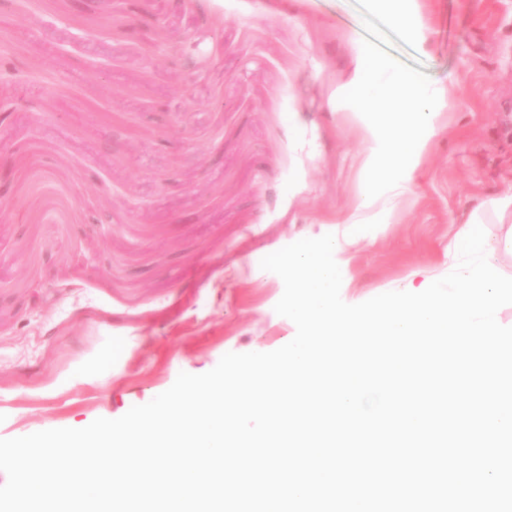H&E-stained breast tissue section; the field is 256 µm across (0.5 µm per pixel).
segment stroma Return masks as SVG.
<instances>
[{"label":"stroma","instance_id":"1","mask_svg":"<svg viewBox=\"0 0 512 512\" xmlns=\"http://www.w3.org/2000/svg\"><path fill=\"white\" fill-rule=\"evenodd\" d=\"M112 2L0 8V67L20 74L0 118L17 200L0 210V439L116 419L180 372L287 344L260 262L335 233L364 190L370 142L340 101L363 61L353 0ZM412 9L438 130L406 192L349 229L342 276L364 301L444 272L458 225L512 195V0ZM161 36L214 60L175 82L139 52Z\"/></svg>","mask_w":512,"mask_h":512}]
</instances>
